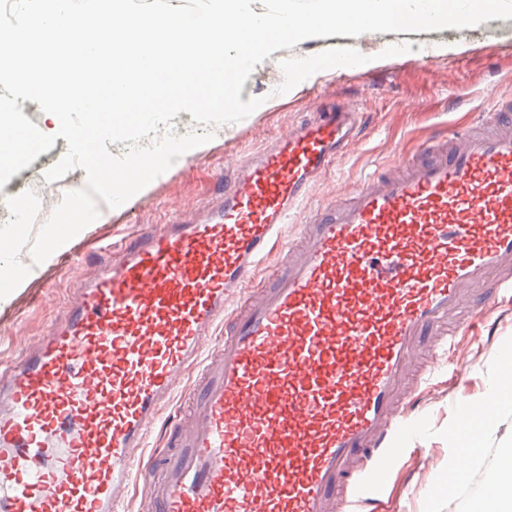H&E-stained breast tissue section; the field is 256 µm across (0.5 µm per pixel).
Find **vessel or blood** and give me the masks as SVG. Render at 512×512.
<instances>
[{
    "label": "vessel or blood",
    "mask_w": 512,
    "mask_h": 512,
    "mask_svg": "<svg viewBox=\"0 0 512 512\" xmlns=\"http://www.w3.org/2000/svg\"><path fill=\"white\" fill-rule=\"evenodd\" d=\"M362 124L322 112L254 154L204 219L114 247L0 364V512H121L139 484L143 512H380L359 482L455 336L512 296V100L328 200L280 247ZM184 387L190 420L146 467Z\"/></svg>",
    "instance_id": "b4317fda"
}]
</instances>
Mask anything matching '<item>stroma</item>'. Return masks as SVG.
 Wrapping results in <instances>:
<instances>
[{
    "instance_id": "1",
    "label": "stroma",
    "mask_w": 512,
    "mask_h": 512,
    "mask_svg": "<svg viewBox=\"0 0 512 512\" xmlns=\"http://www.w3.org/2000/svg\"><path fill=\"white\" fill-rule=\"evenodd\" d=\"M363 57L364 66L314 70L315 61L339 53ZM281 75L278 87L264 81L266 72ZM243 99H260L247 118L219 125L205 151L157 176L124 206L100 205L99 217L66 242L68 261L57 258L33 264L31 236L50 216L42 191L25 172L5 184V202L26 213L29 235L15 248L16 266L0 278L20 282L12 301L0 307V360L22 355L63 314L64 303L101 263L109 261L110 243L145 229L205 211L218 201L235 163L264 149L314 113L345 106L363 112L366 122L356 146L340 155L311 194L291 213L285 235L339 187L360 181L380 165L412 156L443 129L466 128L491 112L498 100L512 99V19L481 27L374 34L369 45L360 38L333 35L273 52L244 83ZM494 335L472 332L460 339V358L440 371L423 410L434 429L451 421L456 403L483 398L486 372L501 345L512 337V303L489 313ZM446 441L434 436L410 441L387 482L386 496L399 512H423L424 499L449 461Z\"/></svg>"
}]
</instances>
